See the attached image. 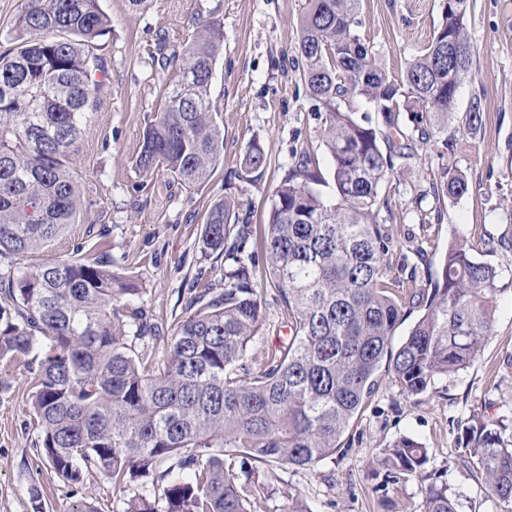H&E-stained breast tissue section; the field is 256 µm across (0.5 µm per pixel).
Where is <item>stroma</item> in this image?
Wrapping results in <instances>:
<instances>
[{
    "mask_svg": "<svg viewBox=\"0 0 512 512\" xmlns=\"http://www.w3.org/2000/svg\"><path fill=\"white\" fill-rule=\"evenodd\" d=\"M99 5L110 19L97 50L107 78L70 156L82 205L66 234L35 258L111 260L138 280L140 305L167 331L184 316L196 279L213 281L223 272V257L203 258L199 240L249 138L261 141L268 158L261 181L248 186L237 209L253 237H260L272 192L296 153L309 152L323 176L331 174L322 121L296 60L306 0H146L137 10L128 0ZM359 13L358 33L373 62L396 78L441 19L440 0H360ZM203 21L224 33L211 87L224 127V161L207 183L190 188L163 170L139 169L136 159L176 75L173 58ZM467 31L474 64L448 123L454 147L443 148L437 136L415 138L413 113H400L409 147L381 196L396 244L389 278L401 288L427 289L456 239L496 267L492 335L473 365L435 378L418 396L403 394L391 370L381 367L375 393L335 455L304 469L275 468L277 484L298 493L311 512H418L419 479L392 483L381 461V448L405 436L427 446L430 469L459 495L458 512H495L482 481L459 465L456 438L458 421L470 413H512V0H474ZM474 105L482 121L472 128L466 114ZM447 167L465 174L466 195L437 192ZM32 371L23 360L0 364V512H68L82 499L97 512H124L110 480L94 472L69 484L41 454L27 403Z\"/></svg>",
    "mask_w": 512,
    "mask_h": 512,
    "instance_id": "stroma-1",
    "label": "stroma"
}]
</instances>
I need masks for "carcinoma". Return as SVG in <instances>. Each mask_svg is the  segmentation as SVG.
Returning <instances> with one entry per match:
<instances>
[{
    "mask_svg": "<svg viewBox=\"0 0 512 512\" xmlns=\"http://www.w3.org/2000/svg\"><path fill=\"white\" fill-rule=\"evenodd\" d=\"M359 0H308L300 21L302 77L324 109L323 142L334 197L300 155L274 191L260 244L230 223L235 200L213 205L201 253L224 256L223 277L187 303L191 314L160 335L137 303L136 279L99 257L31 263L26 257L75 223L81 191L69 156L96 108L106 77L96 41L109 26L99 0H26L18 45L0 53V361L44 351L28 396L40 449L57 473L78 484L96 471L120 493L140 481L161 499L134 494L125 512H263L279 465L310 467L336 453L388 361L403 393L421 395L439 376L476 362L490 339L498 271L462 241L448 246L423 312L398 347L405 296L391 287L394 247L380 192L405 145L394 113L418 117L416 131L448 134L449 98L472 71L473 55L448 63L441 41L470 45V0H444L441 20L400 79L372 63L357 28ZM224 34L210 25L185 48L159 117L146 127L137 166L164 169L193 187L224 159V130L211 101ZM191 76L193 99L181 98ZM377 108L357 115L350 100ZM388 144L382 150L381 141ZM267 156L248 140L234 172L261 180ZM441 192H469L446 168ZM275 288L293 335L266 350L253 371L243 363L263 325L264 278ZM165 354L155 356L157 345ZM457 458L489 488L497 512H512V422L474 412L457 422ZM393 482L426 478L429 448L401 437L382 449ZM187 478L176 480L174 473ZM421 512H458L446 484L421 487Z\"/></svg>",
    "mask_w": 512,
    "mask_h": 512,
    "instance_id": "obj_1",
    "label": "carcinoma"
}]
</instances>
